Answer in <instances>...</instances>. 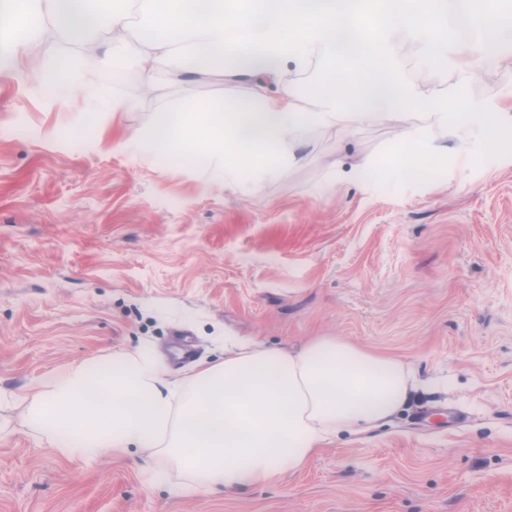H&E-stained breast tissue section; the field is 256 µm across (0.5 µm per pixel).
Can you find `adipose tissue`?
Returning <instances> with one entry per match:
<instances>
[{"label": "adipose tissue", "instance_id": "1", "mask_svg": "<svg viewBox=\"0 0 512 512\" xmlns=\"http://www.w3.org/2000/svg\"><path fill=\"white\" fill-rule=\"evenodd\" d=\"M148 18L136 38L89 0H0V82L24 72L25 50L53 41L84 47L80 80L58 63L42 77L49 98L67 99L94 73L97 54L134 52L147 84L163 89L181 77L221 74L246 81L242 97L182 104L154 113L135 138L157 156L198 157L201 168L234 188L241 169L255 180L296 164L307 136L335 126L388 118L422 105L421 122L404 130L392 154L358 165L360 181L376 174L411 177L421 159H443L447 140L474 135L499 148L512 135V103L449 106L426 94L398 59L395 34L421 42L429 73L452 69L453 96L491 58H512V0H145ZM353 36L342 52L337 34ZM328 66L316 107L303 109L289 68L314 57ZM413 366L339 336L297 348L261 347L225 337L224 358L168 378L148 346L72 363L36 381L24 425L68 460L101 452L141 454L145 485L166 483L190 496L235 492L302 469L343 435L370 432L397 414L420 388Z\"/></svg>", "mask_w": 512, "mask_h": 512}]
</instances>
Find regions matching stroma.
Listing matches in <instances>:
<instances>
[{
	"label": "stroma",
	"mask_w": 512,
	"mask_h": 512,
	"mask_svg": "<svg viewBox=\"0 0 512 512\" xmlns=\"http://www.w3.org/2000/svg\"><path fill=\"white\" fill-rule=\"evenodd\" d=\"M41 46L0 83V512H512V151L473 138L469 159L418 181L352 179L417 108L310 133L297 165L259 184L156 162L131 139L178 101L232 99L222 78L151 90L129 60L93 102L48 103ZM135 95L136 110L108 113ZM512 96V60L485 65L471 103ZM188 334L199 362L224 339L298 347L341 336L409 362L426 384L372 432L343 435L261 486L176 495L145 486L139 455L56 456L22 422L32 382L148 345L167 362ZM424 406L435 413L425 422Z\"/></svg>",
	"instance_id": "35a3bbf8"
}]
</instances>
